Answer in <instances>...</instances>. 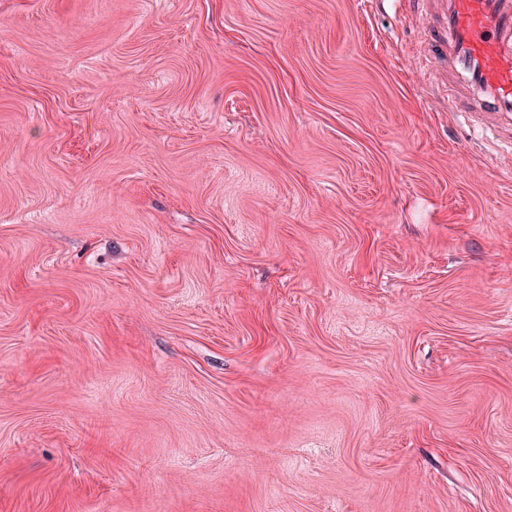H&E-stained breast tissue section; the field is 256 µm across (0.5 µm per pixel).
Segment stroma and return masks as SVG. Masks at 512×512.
Segmentation results:
<instances>
[{
    "mask_svg": "<svg viewBox=\"0 0 512 512\" xmlns=\"http://www.w3.org/2000/svg\"><path fill=\"white\" fill-rule=\"evenodd\" d=\"M396 0H0V512H512V183Z\"/></svg>",
    "mask_w": 512,
    "mask_h": 512,
    "instance_id": "35a3bbf8",
    "label": "stroma"
}]
</instances>
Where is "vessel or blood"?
Listing matches in <instances>:
<instances>
[{"mask_svg":"<svg viewBox=\"0 0 512 512\" xmlns=\"http://www.w3.org/2000/svg\"><path fill=\"white\" fill-rule=\"evenodd\" d=\"M435 5L429 25L423 2ZM422 32L415 61L448 108L483 128L512 134V0H399Z\"/></svg>","mask_w":512,"mask_h":512,"instance_id":"vessel-or-blood-1","label":"vessel or blood"}]
</instances>
